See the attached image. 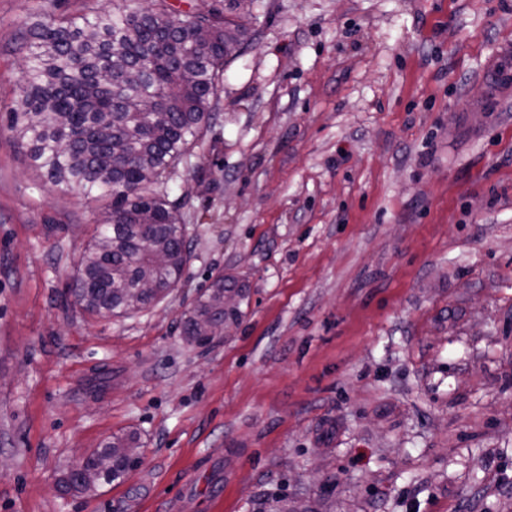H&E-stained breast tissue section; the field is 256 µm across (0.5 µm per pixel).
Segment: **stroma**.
<instances>
[{"mask_svg":"<svg viewBox=\"0 0 512 512\" xmlns=\"http://www.w3.org/2000/svg\"><path fill=\"white\" fill-rule=\"evenodd\" d=\"M34 3L0 0V512H512V0H257L168 183L182 280L116 318L70 292L96 204L11 129ZM224 276L218 277L199 296L193 307L184 314L182 321V336L187 343L204 345L210 342L207 336H201L199 325L214 319L224 323ZM137 445L138 437L135 433L113 437L111 442L105 443L70 472V485L80 490H89L122 478L133 465L132 457L137 455ZM106 461L110 469L103 473L102 466Z\"/></svg>","mask_w":512,"mask_h":512,"instance_id":"stroma-1","label":"stroma"}]
</instances>
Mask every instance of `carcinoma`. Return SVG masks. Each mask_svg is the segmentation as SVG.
<instances>
[{
	"instance_id": "carcinoma-1",
	"label": "carcinoma",
	"mask_w": 512,
	"mask_h": 512,
	"mask_svg": "<svg viewBox=\"0 0 512 512\" xmlns=\"http://www.w3.org/2000/svg\"><path fill=\"white\" fill-rule=\"evenodd\" d=\"M38 0L20 38L26 87L11 129L51 185L106 201L82 253L73 293L80 307L121 316L166 297L187 262L178 208L167 200L172 169L216 119L214 99L233 48L248 33L253 3L210 0L176 11L169 0H120L110 10L56 13ZM148 54L153 65L127 76ZM220 276L184 314L182 336L210 342L199 325L224 321ZM134 433L117 436L77 465L70 485L89 490L124 476L137 455Z\"/></svg>"
}]
</instances>
